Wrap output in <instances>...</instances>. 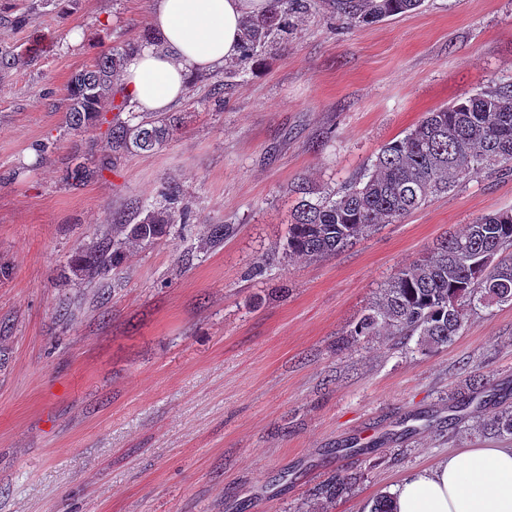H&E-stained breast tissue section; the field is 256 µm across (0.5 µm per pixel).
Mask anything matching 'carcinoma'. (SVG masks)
Segmentation results:
<instances>
[{
    "label": "carcinoma",
    "mask_w": 512,
    "mask_h": 512,
    "mask_svg": "<svg viewBox=\"0 0 512 512\" xmlns=\"http://www.w3.org/2000/svg\"><path fill=\"white\" fill-rule=\"evenodd\" d=\"M420 5L421 0H336L337 12L361 23ZM309 8V0H271L266 13L245 18L244 54L237 64L245 67L259 48L288 33L289 17ZM126 56L125 51L104 52L72 76L66 125L74 136H84L106 113L126 107L125 98L114 93ZM176 129L169 119L130 112L126 122L108 127L106 135L120 147L152 152L172 139ZM111 167L110 159L96 169L79 163L66 169L65 179L81 186ZM483 170L503 175L512 171V84L426 113L413 130L389 142L370 169L337 193L317 197L301 188L288 228V253L312 261L334 255L382 224L401 222L429 197L445 194ZM165 202L139 223L123 225L124 237H101L77 249L70 264L73 275L88 281L104 276L119 264L126 245L153 244L174 225L190 220L175 193H165ZM502 304H512V209L477 219L437 243L431 257L401 267L346 335L352 341L381 333L404 340L416 336L419 348L432 352L452 343L476 310ZM482 428L512 439V409L487 416ZM355 482L352 475L340 472L316 496L334 502Z\"/></svg>",
    "instance_id": "carcinoma-1"
}]
</instances>
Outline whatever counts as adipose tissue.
<instances>
[{
	"label": "adipose tissue",
	"mask_w": 512,
	"mask_h": 512,
	"mask_svg": "<svg viewBox=\"0 0 512 512\" xmlns=\"http://www.w3.org/2000/svg\"><path fill=\"white\" fill-rule=\"evenodd\" d=\"M268 0H155L156 42L141 44L118 84L133 111L158 117L186 96L194 75L243 53L241 24ZM393 512H512V447L477 448L414 471L392 493Z\"/></svg>",
	"instance_id": "obj_1"
}]
</instances>
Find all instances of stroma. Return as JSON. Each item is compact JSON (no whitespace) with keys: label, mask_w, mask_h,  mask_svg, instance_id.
<instances>
[{"label":"stroma","mask_w":512,"mask_h":512,"mask_svg":"<svg viewBox=\"0 0 512 512\" xmlns=\"http://www.w3.org/2000/svg\"><path fill=\"white\" fill-rule=\"evenodd\" d=\"M151 7L0 0V52L19 57L0 70V512H298L340 469L359 479L328 512H367L406 474L497 447L484 409L444 423L473 372L512 405V305L427 354L344 333L400 267L512 208V176L471 174L331 257L285 248L300 185L337 191L425 113L512 82V0H423L370 24L313 0L287 43L225 63L234 78L197 75L161 149L76 141L68 82L144 41ZM75 158L112 168L75 189ZM169 189L192 224L71 277L79 246ZM210 224L229 228L214 247Z\"/></svg>","instance_id":"stroma-1"}]
</instances>
